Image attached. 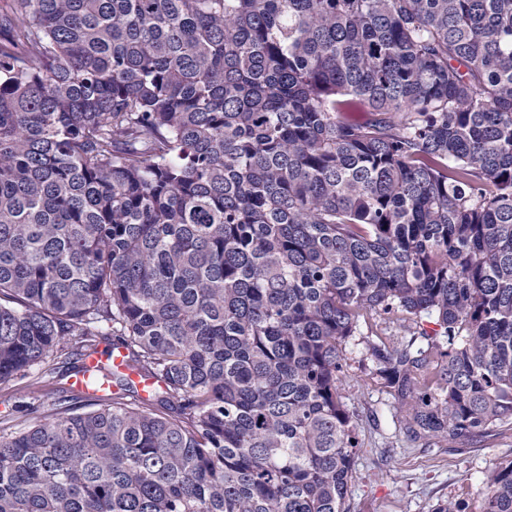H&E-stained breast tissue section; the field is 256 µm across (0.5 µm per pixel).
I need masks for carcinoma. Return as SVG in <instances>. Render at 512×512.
<instances>
[{
	"mask_svg": "<svg viewBox=\"0 0 512 512\" xmlns=\"http://www.w3.org/2000/svg\"><path fill=\"white\" fill-rule=\"evenodd\" d=\"M403 434L512 423V0H8L0 512H348L360 325ZM483 512H512V463ZM104 338V339H102ZM100 340L99 349L110 346L112 348L111 336H104ZM110 357L112 369L128 371L126 367L125 351L122 348H112L106 354H94L86 360L87 371H79L82 359L76 352L67 360L51 361L49 364L42 365L43 370L54 369L50 376V384L42 394L33 393L28 386L29 378H15L10 381L0 382V417L8 415L14 417L17 422L28 423L33 419L40 417L48 403L67 396L76 395L70 389L69 382L71 377L73 388L77 391L87 393L91 397L102 396L108 385L98 386L90 377V371L97 366L98 360L103 362ZM79 371V372H78ZM48 396L42 397L43 394ZM44 402V404H43Z\"/></svg>",
	"mask_w": 512,
	"mask_h": 512,
	"instance_id": "1",
	"label": "carcinoma"
}]
</instances>
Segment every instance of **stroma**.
Here are the masks:
<instances>
[{
    "label": "stroma",
    "instance_id": "1",
    "mask_svg": "<svg viewBox=\"0 0 512 512\" xmlns=\"http://www.w3.org/2000/svg\"><path fill=\"white\" fill-rule=\"evenodd\" d=\"M363 327L345 348L341 400L353 416L359 446L346 502L350 512H432L450 501L459 512H482L489 476L512 463V424L491 427L481 442L463 450L446 443H413L392 417L394 400L376 374ZM82 364L80 355L52 362L46 394L34 393L25 378L0 382V417L27 423L40 417L45 400L70 396L69 382Z\"/></svg>",
    "mask_w": 512,
    "mask_h": 512
}]
</instances>
